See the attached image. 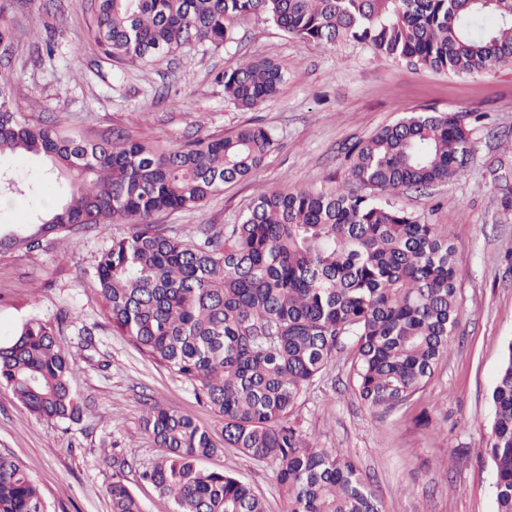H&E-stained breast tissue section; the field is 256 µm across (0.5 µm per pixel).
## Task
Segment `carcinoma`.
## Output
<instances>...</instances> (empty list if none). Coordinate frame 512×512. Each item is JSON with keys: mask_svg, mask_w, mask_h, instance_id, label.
I'll return each mask as SVG.
<instances>
[{"mask_svg": "<svg viewBox=\"0 0 512 512\" xmlns=\"http://www.w3.org/2000/svg\"><path fill=\"white\" fill-rule=\"evenodd\" d=\"M263 13L304 42H358L410 65L475 74L512 64V0H97L94 42L109 58L149 62L197 41L222 43L234 21ZM224 95L252 109L283 83L265 59L224 71ZM271 134L245 127L169 149L107 138L88 143L51 120L29 122L0 79V161L43 158V180L65 201L36 224L2 235L0 250L35 252L58 237L123 221L95 277L112 331L187 379L224 420L225 446L278 463L288 512H382L348 456L305 442L288 424L302 393L353 349L354 390L371 408L406 403L426 387L458 324L448 232L377 196L425 191L461 177L474 154L455 114L414 112L350 150L352 182L253 200L224 236L184 242L152 223L203 205L253 174ZM41 183L0 167V197L35 198ZM75 360L55 328L30 319L0 338V386L42 419L80 420ZM488 458L497 512H512V341L492 391ZM146 429L161 454L141 473L173 512H266L264 500L201 460L219 444L191 417L155 403ZM112 512H144L122 477ZM0 512H50L20 461L0 454Z\"/></svg>", "mask_w": 512, "mask_h": 512, "instance_id": "1", "label": "carcinoma"}]
</instances>
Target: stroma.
<instances>
[{
	"mask_svg": "<svg viewBox=\"0 0 512 512\" xmlns=\"http://www.w3.org/2000/svg\"><path fill=\"white\" fill-rule=\"evenodd\" d=\"M94 0H0L13 28L0 77L13 78L14 102L30 119L53 118L94 142L116 136L177 145L195 136L269 130L274 145L249 178L225 184L201 207L165 212L154 222L191 240L198 227L223 231L270 192L320 190L349 180L347 153L358 141L413 112L461 117L475 144L463 176L393 203L448 232L455 249L459 326L430 384L390 412L356 396L351 357L331 362L289 418L306 441L351 456L383 512H497L486 446L491 392L512 341V65L453 75L391 60L367 45L306 43L266 15L238 21L230 40L196 43L152 62L116 61L91 37ZM266 59L284 75L279 92L245 110L224 96V70ZM125 224L80 231L37 252H0V335L26 320L60 325L58 341L76 362L79 422L30 415L0 387V453L16 456L39 484L50 512H110L115 474L145 512H173L139 479L160 450L143 419L152 403L200 425L222 421L192 383L143 356L113 333L94 266ZM123 459L124 469L113 466ZM249 485L268 512H288L277 463L225 448L202 461Z\"/></svg>",
	"mask_w": 512,
	"mask_h": 512,
	"instance_id": "stroma-1",
	"label": "stroma"
}]
</instances>
